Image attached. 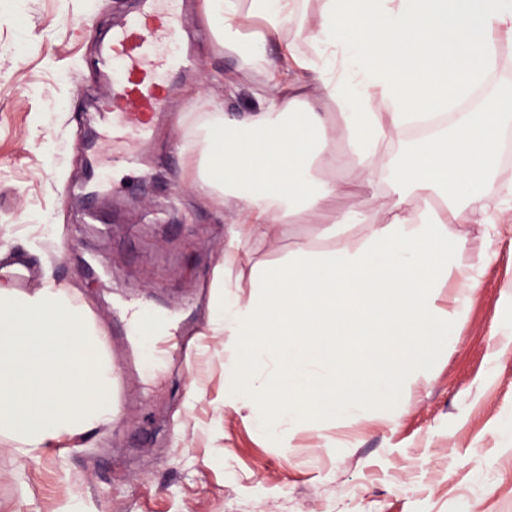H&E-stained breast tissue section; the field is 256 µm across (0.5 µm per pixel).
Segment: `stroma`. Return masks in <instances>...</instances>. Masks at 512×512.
Segmentation results:
<instances>
[{
    "instance_id": "stroma-1",
    "label": "stroma",
    "mask_w": 512,
    "mask_h": 512,
    "mask_svg": "<svg viewBox=\"0 0 512 512\" xmlns=\"http://www.w3.org/2000/svg\"><path fill=\"white\" fill-rule=\"evenodd\" d=\"M137 0H0V246L26 254L48 278L114 327L113 298L136 292L188 319L201 343L179 338L178 355L126 377L119 422L52 442L39 459L0 438V512H512V223L499 225L491 264L484 228H467L465 264L483 269L454 344L431 359L395 404L354 421L297 429L290 446L250 410L224 402L227 337L208 318L216 280L252 295L249 265L224 266L228 220L189 182L181 147L206 118L204 101L255 111L271 95L240 60L212 41L196 45L181 101L155 130L148 171L112 177L113 194L70 193L84 181L97 141L93 103L99 44L92 26L135 10ZM107 235L85 226L90 210ZM315 224H287L277 242L247 246L252 263L277 265L299 247H326ZM200 345L194 374L179 355Z\"/></svg>"
}]
</instances>
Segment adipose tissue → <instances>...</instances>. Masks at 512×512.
<instances>
[{
  "mask_svg": "<svg viewBox=\"0 0 512 512\" xmlns=\"http://www.w3.org/2000/svg\"><path fill=\"white\" fill-rule=\"evenodd\" d=\"M304 2L204 0L212 40L281 90L245 116L210 103L186 155L208 201L233 218L225 266L288 223L322 225L333 242L253 265L255 295L225 279L213 300L212 325L234 348L225 401L273 433L398 400L452 346L481 284L461 261L464 227L484 225L493 249L512 222V187L496 179L512 90L489 88L494 48L512 39V0H317L310 50L292 40L285 60L271 59L266 43L301 25ZM245 18L260 29L244 34ZM289 71L310 74L313 91L284 81ZM326 101L338 113L322 111ZM350 159L363 194L341 208L348 186L336 174ZM449 281L457 291L446 304ZM105 336L53 282L26 294L0 283V437L18 456L111 424ZM368 352L381 357L369 372ZM267 360L274 367L260 375Z\"/></svg>",
  "mask_w": 512,
  "mask_h": 512,
  "instance_id": "1",
  "label": "adipose tissue"
}]
</instances>
